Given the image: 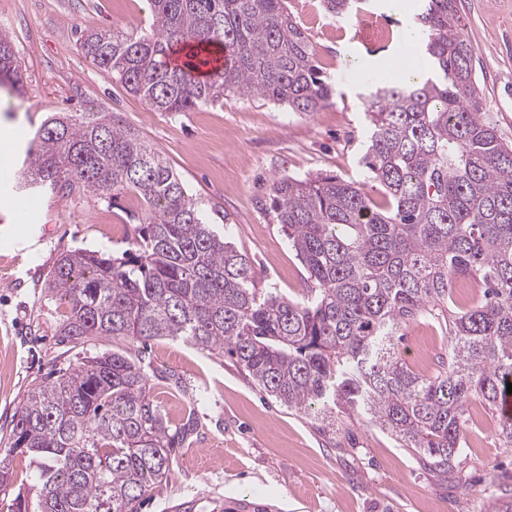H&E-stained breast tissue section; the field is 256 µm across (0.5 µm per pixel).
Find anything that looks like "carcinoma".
I'll return each instance as SVG.
<instances>
[{
    "instance_id": "obj_1",
    "label": "carcinoma",
    "mask_w": 512,
    "mask_h": 512,
    "mask_svg": "<svg viewBox=\"0 0 512 512\" xmlns=\"http://www.w3.org/2000/svg\"><path fill=\"white\" fill-rule=\"evenodd\" d=\"M150 29L79 32L104 75L157 112H188L239 93L309 114L333 88L288 0H149ZM429 70L367 89L362 157L381 202L334 175L275 179L271 207L312 284L304 302L254 287L256 273L207 222L163 155L110 112H56L34 130L19 188L56 196L126 192L145 204L120 256L67 250L46 288L64 297L63 340H182L227 357L267 395L336 426L366 419L424 467L454 472L469 408L490 410L512 383V144L483 112L458 0H418ZM217 48L222 62L200 78ZM24 92L0 37V88ZM462 279L482 288L455 311ZM428 312L444 321L448 361L413 372L398 349ZM197 430L171 424L141 362L84 354L26 395L9 454L38 463V494L15 512H141L172 452Z\"/></svg>"
}]
</instances>
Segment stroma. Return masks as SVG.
Instances as JSON below:
<instances>
[{
	"instance_id": "obj_1",
	"label": "stroma",
	"mask_w": 512,
	"mask_h": 512,
	"mask_svg": "<svg viewBox=\"0 0 512 512\" xmlns=\"http://www.w3.org/2000/svg\"><path fill=\"white\" fill-rule=\"evenodd\" d=\"M307 32L333 96L310 114L231 94L188 112H156L119 81L107 78L76 46V28H140L150 21L147 0H0V28L24 74L25 94L0 90V152L19 153L52 112L119 113L123 122L167 159L211 223L245 253L257 287L294 300L306 296V273L270 207L269 185L283 175L333 174L380 187L360 163L368 140V87L383 62L396 58L413 8L390 10L363 0L357 12L328 15L320 0H289ZM464 38L475 53L478 90L498 136L512 143V0H459ZM388 31L366 49L356 40L362 16ZM16 166L0 175V418L13 414L28 391L54 368L75 364L77 349L58 330L63 299L45 282L66 250L121 254L143 205L129 193L119 204L84 192L29 195L16 188ZM141 358L151 393L171 423L195 415L197 433L177 449L168 479L142 512H486L512 500V448L501 447L497 418L481 404L470 409L465 445L454 473L441 477L380 429L341 418L335 431L260 391L232 361L183 341L87 342ZM448 348L445 327L430 316L405 329L401 354L416 373L429 374ZM0 457L12 471L0 491V512L16 494L34 499L36 466Z\"/></svg>"
}]
</instances>
